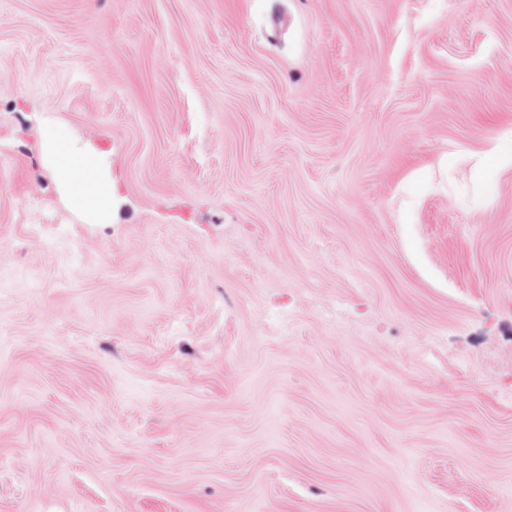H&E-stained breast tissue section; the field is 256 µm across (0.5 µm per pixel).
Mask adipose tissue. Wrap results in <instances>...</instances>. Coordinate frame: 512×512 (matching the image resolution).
Returning a JSON list of instances; mask_svg holds the SVG:
<instances>
[{
    "label": "adipose tissue",
    "instance_id": "adipose-tissue-1",
    "mask_svg": "<svg viewBox=\"0 0 512 512\" xmlns=\"http://www.w3.org/2000/svg\"><path fill=\"white\" fill-rule=\"evenodd\" d=\"M45 165L57 176V188L67 205L86 223L112 221L114 191L106 151L61 147L55 125H46L41 135Z\"/></svg>",
    "mask_w": 512,
    "mask_h": 512
}]
</instances>
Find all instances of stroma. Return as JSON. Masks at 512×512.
I'll return each mask as SVG.
<instances>
[{
  "label": "stroma",
  "mask_w": 512,
  "mask_h": 512,
  "mask_svg": "<svg viewBox=\"0 0 512 512\" xmlns=\"http://www.w3.org/2000/svg\"><path fill=\"white\" fill-rule=\"evenodd\" d=\"M511 138L512 0H0V512H512ZM41 153L45 165L57 176V188L67 205L88 224L112 223L114 191L108 152L59 145L54 124L43 128Z\"/></svg>",
  "instance_id": "stroma-1"
}]
</instances>
